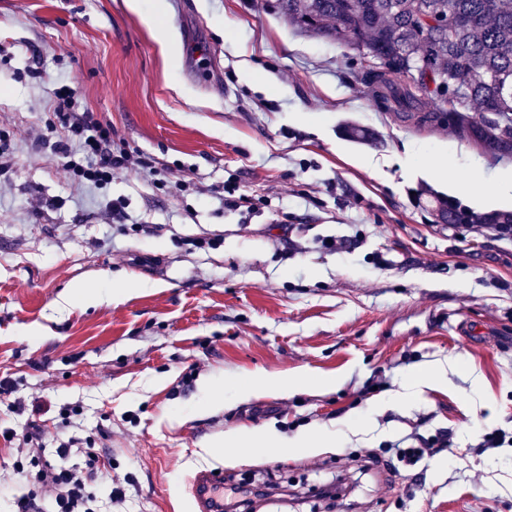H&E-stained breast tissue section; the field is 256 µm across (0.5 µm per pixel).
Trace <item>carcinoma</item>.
I'll return each instance as SVG.
<instances>
[{"instance_id": "cac0c4a2", "label": "carcinoma", "mask_w": 512, "mask_h": 512, "mask_svg": "<svg viewBox=\"0 0 512 512\" xmlns=\"http://www.w3.org/2000/svg\"><path fill=\"white\" fill-rule=\"evenodd\" d=\"M298 30L328 38L376 66L365 77L375 96L420 125L421 95L485 153L512 154V0H276ZM457 224H512V212L465 217Z\"/></svg>"}]
</instances>
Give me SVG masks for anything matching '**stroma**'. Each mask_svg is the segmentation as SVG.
I'll return each instance as SVG.
<instances>
[{"label":"stroma","instance_id":"35a3bbf8","mask_svg":"<svg viewBox=\"0 0 512 512\" xmlns=\"http://www.w3.org/2000/svg\"><path fill=\"white\" fill-rule=\"evenodd\" d=\"M273 3L141 0L137 14L126 0H0V512L31 489L3 434L32 422L48 448L91 441L107 465L96 512H195L190 481L217 468L276 488L250 512H512V447L481 445L512 433V241L449 233L415 194L512 211V159L452 122L399 117L356 52L300 33ZM62 77L156 175L70 182L45 145ZM350 124L369 140L349 139ZM172 169L187 190L166 186ZM231 180L260 199L251 221L213 193ZM117 197L122 234L104 217ZM322 237L352 245L326 251ZM82 288L102 300L75 299ZM441 363L414 401L387 403ZM305 373L336 386L236 399L252 378ZM352 417L339 448L223 444ZM415 432L452 446L416 476L361 474L355 453ZM336 474L350 506L311 492Z\"/></svg>","mask_w":512,"mask_h":512}]
</instances>
